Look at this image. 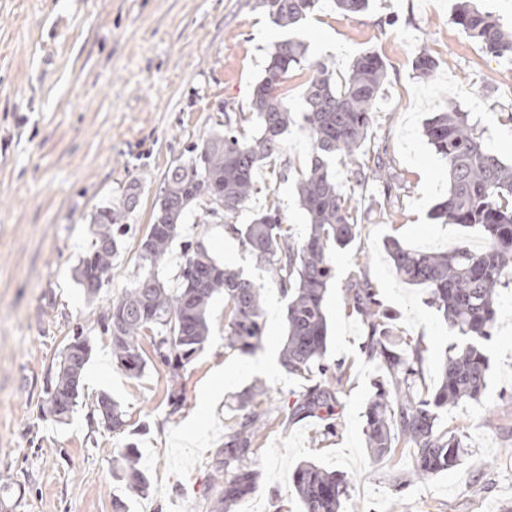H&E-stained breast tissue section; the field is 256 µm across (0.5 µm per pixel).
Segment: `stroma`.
Wrapping results in <instances>:
<instances>
[{"label":"stroma","instance_id":"obj_1","mask_svg":"<svg viewBox=\"0 0 512 512\" xmlns=\"http://www.w3.org/2000/svg\"><path fill=\"white\" fill-rule=\"evenodd\" d=\"M455 0H370L344 15L334 0H320L297 28H275L256 0H0V512H207L215 490L210 460L230 432L240 397L262 381L281 405L303 378L279 363L287 301L267 268L258 267L237 238L225 237L224 219L193 209L159 266L177 287L183 244L201 242L221 264L264 286V340L242 355L224 347V299L209 307L210 336L180 380L184 402L167 404L166 368L148 365L132 378L113 366L112 345L100 314L131 287L140 272L139 240L154 219L170 167L232 122L252 134V88L276 42L293 38L310 60L345 74L361 53L386 61L369 137L402 179L387 219L377 184L353 186L337 165L343 192L357 206L358 235L334 250L335 277L326 295V358L344 362L350 379L341 398L340 426L325 434L317 418L271 425L254 464L258 484L233 507L248 512L261 500L266 512H301L291 475L303 460L347 474L343 512H512V288L502 289L491 341L487 388L480 402L449 409L445 427L466 437L468 454L453 470L427 479L411 476L412 451L383 459L364 446L365 405L380 371L360 354L364 327L345 302L354 271L363 270L388 315L395 340L422 341L429 349L419 382L432 388L440 360L457 337L428 304L426 288L401 282L385 250L396 238L421 251L484 244L473 228L434 220L447 193L446 163L422 131L435 113H470L483 143L512 163V128L499 115L512 110V59L482 53L452 21ZM436 59L428 79L412 61L421 51ZM257 192L237 221L277 203L293 237L306 232L294 180L271 166L255 174ZM140 181L130 231L112 260L108 280L87 298L73 276L91 241V220ZM91 339L83 393L72 419L55 422L42 412L45 380L76 328ZM119 402L125 433L90 422L100 394ZM135 443L149 482L131 495L118 468L121 448Z\"/></svg>","mask_w":512,"mask_h":512}]
</instances>
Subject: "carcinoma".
Listing matches in <instances>:
<instances>
[{
  "label": "carcinoma",
  "instance_id": "1",
  "mask_svg": "<svg viewBox=\"0 0 512 512\" xmlns=\"http://www.w3.org/2000/svg\"><path fill=\"white\" fill-rule=\"evenodd\" d=\"M259 4L273 24L292 28L315 10L318 0H259ZM454 22L486 54L512 55V30L471 0L456 5ZM307 51L305 43L294 39L274 45L253 88L257 125L252 135L242 138L226 122L224 132L214 133L192 150L188 161L168 170L154 221L139 241L142 272L100 315L119 369L138 377L150 362L168 368V405L174 413L183 402L182 390L176 389L181 371L208 339L207 312L215 297L224 296V348L252 354L262 347L264 331L263 286L216 261L202 243L187 245L180 287L172 290L160 278L158 266L181 235L183 218L199 202L210 215L223 213L224 223L256 264L270 268L273 282L287 299V338L280 364L299 377L316 369L320 378L282 406L271 407L262 384L240 399L238 420L211 461L209 478L217 495L209 512H229L254 491L259 474L253 460L259 439L279 417L319 418L330 432L338 428L339 397L349 375L343 365L326 359L325 298L334 277L330 253L355 240L358 220L338 184L336 158L347 161L356 186L377 182L389 204L401 189L400 178L381 153L366 149L374 105L387 78L383 60L373 52L360 55L338 83L335 70L325 62L309 61ZM303 68L311 71L302 109L310 152L296 192L307 218V233L296 240L284 228L274 203L249 224L238 226L234 218L257 190L255 171L281 153L283 136L294 122L281 88L290 71ZM434 68L435 61L426 51L413 61L421 79L429 78ZM423 134L447 162L448 194L437 205L436 218L477 228L485 239L480 251L463 243L447 252L414 251L394 238L386 240L397 276L427 288L429 303L463 339L446 353L433 392L416 389L427 348L420 343L398 348L366 275H354L344 289L346 303L365 327L361 353L386 373L365 407V447L376 459L388 455L397 443L414 449L412 470L418 479L447 472L466 455L464 435L441 428L442 416L460 403L481 400L488 369L484 343L492 337L499 314V290L512 285V164L485 148L467 112H438L426 122ZM140 193L141 185L131 182L119 200L94 214L89 248L75 268L77 283L90 297L100 292L92 287L94 274L111 269ZM142 338L150 341L148 357L140 353ZM90 350L84 331L74 332L59 352L58 371L46 379L42 410L58 422L76 411ZM92 416L114 433L126 430L124 412L106 394L98 396ZM120 455L128 488L145 493L148 481L134 447L125 446ZM292 482L302 512H341L349 497L350 480L345 475L314 463L298 465Z\"/></svg>",
  "mask_w": 512,
  "mask_h": 512
}]
</instances>
